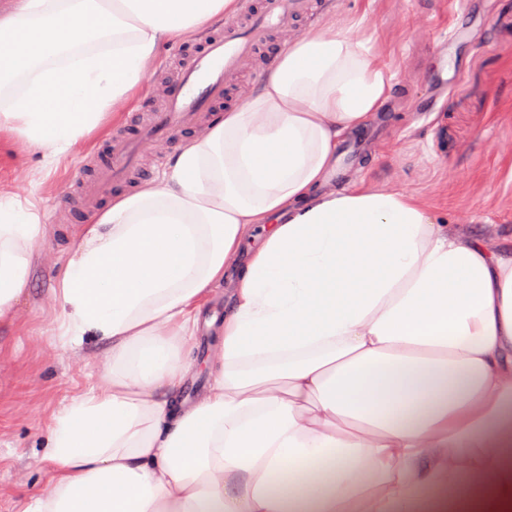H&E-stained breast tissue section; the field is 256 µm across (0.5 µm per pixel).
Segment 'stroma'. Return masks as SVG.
<instances>
[{"label":"stroma","instance_id":"stroma-1","mask_svg":"<svg viewBox=\"0 0 512 512\" xmlns=\"http://www.w3.org/2000/svg\"><path fill=\"white\" fill-rule=\"evenodd\" d=\"M335 19L353 24L393 82L391 98L353 136L359 149L343 171L342 191L401 192L435 223L459 233L511 235L512 0H468L455 14L448 0H343L293 30L273 32L267 51L277 53L288 40ZM447 23L457 29L449 40L441 36ZM170 53L163 47L129 105L109 113L97 133L53 166L0 133V190L34 202L46 224L26 292L0 323V512H23L27 500L50 491L40 432L98 381L109 358L104 341L89 338L71 347L57 337L62 306L55 278L75 231L89 221L60 208L73 197L93 148L160 94ZM227 292L214 288L201 310L181 399L197 400L208 389L217 338L207 322L223 316Z\"/></svg>","mask_w":512,"mask_h":512}]
</instances>
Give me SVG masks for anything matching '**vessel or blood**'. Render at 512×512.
I'll return each instance as SVG.
<instances>
[{
  "label": "vessel or blood",
  "mask_w": 512,
  "mask_h": 512,
  "mask_svg": "<svg viewBox=\"0 0 512 512\" xmlns=\"http://www.w3.org/2000/svg\"><path fill=\"white\" fill-rule=\"evenodd\" d=\"M314 11L313 0H240L235 15L203 37L176 47L177 74L163 89V101L144 108L115 127L106 153H94L92 179L81 188L82 208L98 210L113 188L130 184L141 168L146 143L167 139L221 114L224 92L232 85L243 58L255 56L272 29L291 26L296 17Z\"/></svg>",
  "instance_id": "b4317fda"
}]
</instances>
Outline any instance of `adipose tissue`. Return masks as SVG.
I'll use <instances>...</instances> for the list:
<instances>
[{"label": "adipose tissue", "instance_id": "1", "mask_svg": "<svg viewBox=\"0 0 512 512\" xmlns=\"http://www.w3.org/2000/svg\"><path fill=\"white\" fill-rule=\"evenodd\" d=\"M234 5L14 0L0 131L54 163L166 42ZM392 91L351 27L312 29L162 180L76 232L60 341L110 358L43 431L52 490L25 512H512V238L459 236L400 192L321 190L337 139ZM44 233L0 192V321ZM227 280L221 356L188 404L183 345Z\"/></svg>", "mask_w": 512, "mask_h": 512}]
</instances>
